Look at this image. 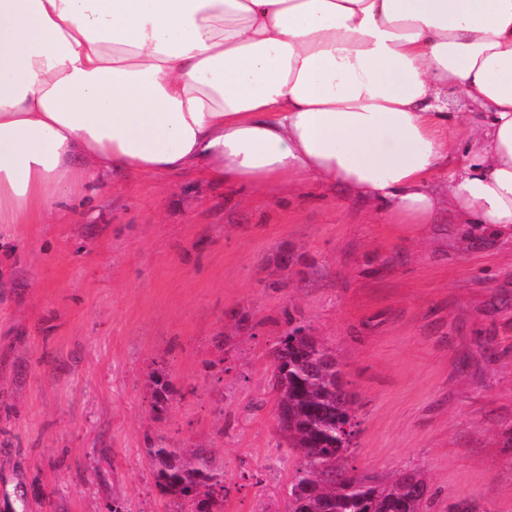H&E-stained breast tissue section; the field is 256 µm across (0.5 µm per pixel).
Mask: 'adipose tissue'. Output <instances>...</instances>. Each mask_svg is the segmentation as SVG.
Here are the masks:
<instances>
[{"label":"adipose tissue","instance_id":"adipose-tissue-1","mask_svg":"<svg viewBox=\"0 0 512 512\" xmlns=\"http://www.w3.org/2000/svg\"><path fill=\"white\" fill-rule=\"evenodd\" d=\"M119 168L512 232V0H0V224Z\"/></svg>","mask_w":512,"mask_h":512}]
</instances>
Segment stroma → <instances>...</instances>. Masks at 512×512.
Listing matches in <instances>:
<instances>
[{
    "label": "stroma",
    "instance_id": "1",
    "mask_svg": "<svg viewBox=\"0 0 512 512\" xmlns=\"http://www.w3.org/2000/svg\"><path fill=\"white\" fill-rule=\"evenodd\" d=\"M299 325L351 395L347 467L419 474L424 512H512L511 240L448 206L404 237L338 185L125 170L0 226V512H174L160 444L208 454L224 512H285L271 349Z\"/></svg>",
    "mask_w": 512,
    "mask_h": 512
}]
</instances>
